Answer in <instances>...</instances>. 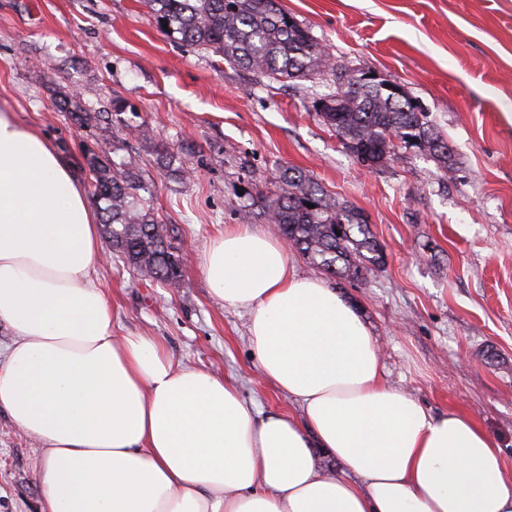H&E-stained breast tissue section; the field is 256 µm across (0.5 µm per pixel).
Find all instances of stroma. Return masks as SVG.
Masks as SVG:
<instances>
[{
	"label": "stroma",
	"mask_w": 512,
	"mask_h": 512,
	"mask_svg": "<svg viewBox=\"0 0 512 512\" xmlns=\"http://www.w3.org/2000/svg\"><path fill=\"white\" fill-rule=\"evenodd\" d=\"M281 4L335 60L400 82L422 102L457 172L411 150L362 166L313 110L331 76L256 79L170 40L142 0H0V109L55 142L83 182L84 140L137 161L189 260L180 287L168 289L114 257L98 266L114 331L157 337L175 361L234 376L246 402L269 413L297 407L260 377L245 316L211 297L200 259L230 224L279 236L253 198L275 190L285 168L309 171L366 213L384 247L383 264L363 279L333 284L381 343L386 381L431 414L454 408L477 421L512 468V0ZM71 92L91 113L128 100L134 128L117 118L78 127L57 106ZM162 152L190 178L164 175ZM37 454L0 413V512H40Z\"/></svg>",
	"instance_id": "obj_1"
}]
</instances>
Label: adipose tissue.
Listing matches in <instances>:
<instances>
[{
    "label": "adipose tissue",
    "mask_w": 512,
    "mask_h": 512,
    "mask_svg": "<svg viewBox=\"0 0 512 512\" xmlns=\"http://www.w3.org/2000/svg\"><path fill=\"white\" fill-rule=\"evenodd\" d=\"M102 257L70 164L0 111V323L14 333L0 409L41 445V512H512L495 438L388 385L369 327L323 279L299 275L283 241L227 227L202 271L246 313L260 376L296 417L174 363L155 337L115 335L91 278Z\"/></svg>",
    "instance_id": "obj_1"
}]
</instances>
